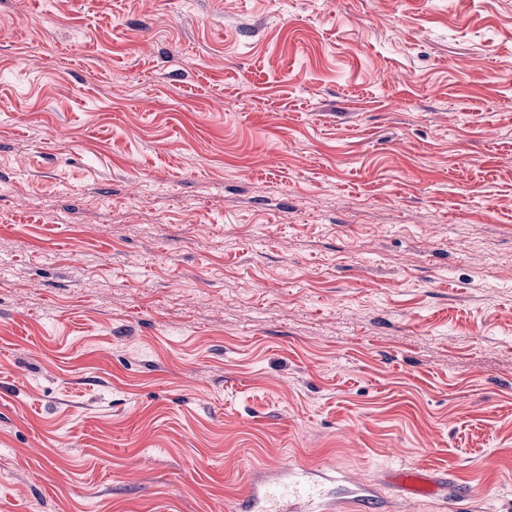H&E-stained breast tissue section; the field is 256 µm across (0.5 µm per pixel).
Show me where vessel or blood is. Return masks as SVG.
Listing matches in <instances>:
<instances>
[{"instance_id": "1", "label": "vessel or blood", "mask_w": 512, "mask_h": 512, "mask_svg": "<svg viewBox=\"0 0 512 512\" xmlns=\"http://www.w3.org/2000/svg\"><path fill=\"white\" fill-rule=\"evenodd\" d=\"M303 465L288 464L273 471L263 494H250L236 504V512H253L258 498L273 505L274 512H375L379 491L372 480L348 478L349 494L342 499L317 500ZM389 483L403 491L409 500H436L447 490V479H440L420 468H400L387 475Z\"/></svg>"}]
</instances>
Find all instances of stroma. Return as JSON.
<instances>
[{"mask_svg":"<svg viewBox=\"0 0 512 512\" xmlns=\"http://www.w3.org/2000/svg\"><path fill=\"white\" fill-rule=\"evenodd\" d=\"M509 67L512 0H0L5 512H512ZM310 469L303 465L286 464L271 474L264 485V497L273 505L274 512H371L378 511L379 491L375 481L366 478L343 476L342 481L351 487L342 499L318 501L308 475ZM288 474L294 477L293 487L279 481ZM387 481L404 492L409 500H437L448 491V476H431L420 468H400L387 474Z\"/></svg>","mask_w":512,"mask_h":512,"instance_id":"obj_1","label":"stroma"}]
</instances>
